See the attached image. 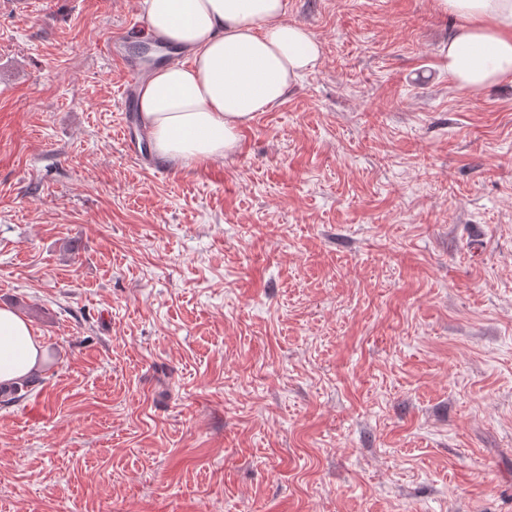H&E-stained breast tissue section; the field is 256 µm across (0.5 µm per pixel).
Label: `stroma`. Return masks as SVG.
Wrapping results in <instances>:
<instances>
[{
  "label": "stroma",
  "mask_w": 512,
  "mask_h": 512,
  "mask_svg": "<svg viewBox=\"0 0 512 512\" xmlns=\"http://www.w3.org/2000/svg\"><path fill=\"white\" fill-rule=\"evenodd\" d=\"M322 54L236 149L122 114L145 0H0V512H512V80L435 0H285ZM128 137H121V130ZM40 356L42 348L31 323L10 306H0V383L29 375Z\"/></svg>",
  "instance_id": "35a3bbf8"
}]
</instances>
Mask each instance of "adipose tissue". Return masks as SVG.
Listing matches in <instances>:
<instances>
[{
  "instance_id": "ef3b65f1",
  "label": "adipose tissue",
  "mask_w": 512,
  "mask_h": 512,
  "mask_svg": "<svg viewBox=\"0 0 512 512\" xmlns=\"http://www.w3.org/2000/svg\"><path fill=\"white\" fill-rule=\"evenodd\" d=\"M458 26L448 42L457 87L478 92L512 78V0H437ZM148 29L179 50L139 89V116L156 157L171 164L226 156L256 113L280 102L321 55L285 0H147ZM42 348L28 320L0 306V383L37 368Z\"/></svg>"
}]
</instances>
